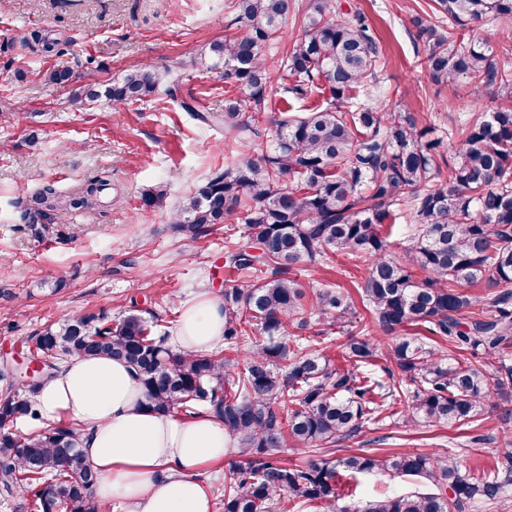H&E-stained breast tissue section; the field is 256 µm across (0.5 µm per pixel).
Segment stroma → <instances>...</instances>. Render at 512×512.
<instances>
[{
  "label": "stroma",
  "mask_w": 512,
  "mask_h": 512,
  "mask_svg": "<svg viewBox=\"0 0 512 512\" xmlns=\"http://www.w3.org/2000/svg\"><path fill=\"white\" fill-rule=\"evenodd\" d=\"M229 0H12L0 9V43L30 29L70 41L68 55L34 58L23 51L0 53V369L17 364L25 340L73 316H119L139 309L164 319L174 331L179 302L200 292L222 295L236 275L224 267V252L244 237L243 224H221L185 244L170 227V215L208 176L230 164L233 154L223 125H199L165 90L123 105L89 101L84 88L104 90L131 68L178 67L185 88L201 109L220 116L239 91L210 73V45L236 34ZM340 10L360 9L380 42L379 82L360 92L361 101L405 105L447 137L460 119L506 105L503 97L462 80L433 81L413 41L412 16H428L431 0H336ZM71 67L76 79L62 88L45 79L48 70ZM37 144H29V135ZM112 177L111 193L94 210H69L60 219L26 224L24 203L44 182L70 194L96 175ZM165 184L162 208L146 209L142 194ZM364 269L338 256L327 266L291 275L321 288L351 294L349 311L334 324L312 321L306 334L333 366L346 368L345 335L375 336L372 315L357 297ZM491 413L477 426H425L406 404L392 416L337 442L331 458L349 453L384 455L411 451L453 453L463 473L482 477L512 453V399L492 394ZM349 505L383 493L427 490L409 477L370 474L340 480Z\"/></svg>",
  "instance_id": "stroma-1"
}]
</instances>
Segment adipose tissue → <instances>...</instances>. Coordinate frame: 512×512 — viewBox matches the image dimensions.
<instances>
[{
  "instance_id": "ef3b65f1",
  "label": "adipose tissue",
  "mask_w": 512,
  "mask_h": 512,
  "mask_svg": "<svg viewBox=\"0 0 512 512\" xmlns=\"http://www.w3.org/2000/svg\"><path fill=\"white\" fill-rule=\"evenodd\" d=\"M224 338V303L207 293L186 300L170 338L181 352L205 353ZM43 419L83 425L82 452L97 474L94 498L119 512H212L200 475L224 459L230 439L204 414L183 421L148 411L126 363L106 356L68 360L36 395Z\"/></svg>"
}]
</instances>
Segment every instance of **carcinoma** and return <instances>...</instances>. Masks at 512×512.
<instances>
[{
  "label": "carcinoma",
  "mask_w": 512,
  "mask_h": 512,
  "mask_svg": "<svg viewBox=\"0 0 512 512\" xmlns=\"http://www.w3.org/2000/svg\"><path fill=\"white\" fill-rule=\"evenodd\" d=\"M240 32L215 41L216 71L241 95L224 101V129L236 142L225 169L212 171L170 216L171 228L190 242L212 227L237 219L245 241L224 253V267L241 280L224 289V343L243 350V362L210 354L165 348L156 334L162 319L131 310L114 321L107 316L72 317L29 338L25 348L44 363L73 357L109 356L128 363L155 412L192 417L211 414L232 441L224 471L223 512H271L286 494L300 506L323 512H465L474 500L493 503L512 484V455L494 475L462 473L451 455L400 452L349 454L310 459L290 466L281 454L293 444L307 449L354 436L371 423L382 401L398 389L355 369L378 357L374 339L346 336V362L339 370L309 348L302 336L313 316L334 321L350 307L339 290L307 294L289 276L301 263L315 268L347 255L366 267L363 300L378 331L390 337L385 356L415 386L408 408L425 423L475 424L489 412L484 369L449 360L425 342L397 332L416 326L459 345L496 349L512 343V294L491 299L496 314L469 316L479 299L458 291L463 285L512 284V107L467 119L456 131L460 146L429 137L405 109L379 101L358 111L344 109L354 92L377 82L379 43L365 15L340 12L333 0H233ZM435 18L411 19L423 64L437 82L466 78L512 97V0H432ZM300 19L302 37L286 58L268 50L288 20ZM490 18L504 23L507 46L498 50L465 33ZM36 56H63L68 43L33 29L23 39ZM287 71L283 93L301 99L319 84L325 104L302 117L268 116L274 136L256 159L249 142L266 112L271 74ZM180 100L183 111L210 126L219 117L182 94L177 68L132 69L112 82L105 98L114 104L144 102L160 85ZM448 177H442L443 167ZM112 189L105 176L86 181L68 195L72 209L95 208ZM163 185L142 196L145 208H160ZM62 194L53 183L34 193L22 220L51 218ZM405 202L418 225L415 244L402 257L388 249L384 229L395 224L394 206ZM426 277L419 280L415 271ZM270 272L255 283L252 278ZM41 381L7 384L0 394V492L30 494L42 512H99L95 480L82 467L80 429L42 423L26 432L19 420L39 421L35 395ZM388 472L423 479L434 492L392 494L355 509L337 501L340 472Z\"/></svg>",
  "instance_id": "1"
}]
</instances>
